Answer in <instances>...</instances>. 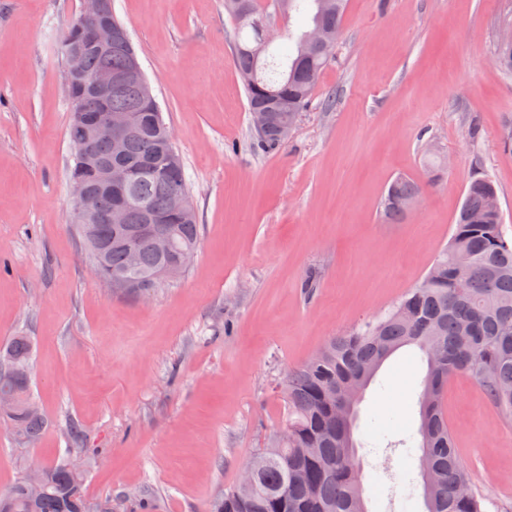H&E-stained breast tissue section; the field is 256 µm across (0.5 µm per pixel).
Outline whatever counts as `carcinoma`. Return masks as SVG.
I'll return each mask as SVG.
<instances>
[{"label": "carcinoma", "mask_w": 512, "mask_h": 512, "mask_svg": "<svg viewBox=\"0 0 512 512\" xmlns=\"http://www.w3.org/2000/svg\"><path fill=\"white\" fill-rule=\"evenodd\" d=\"M310 24L295 40L294 49L278 62L268 51L261 53L262 31L272 0H225V8L236 34L235 63L244 82L248 106L262 103L273 94L279 112L286 118L303 112L312 100L321 72L334 53L301 55L303 39L317 28L340 35L346 0H309ZM88 30L75 19L61 41L65 77L75 89L69 106L72 113L95 116L102 112H127L134 130L121 156L98 144L89 152L76 143V119H71L68 137L73 165L70 180H81L99 199V212L106 214L115 198L102 179L101 165L124 166L135 172L129 193L137 203L158 214H167L172 199L180 195L187 215L167 224L172 251L161 256L145 234L135 241L138 268L127 267V241L101 225L98 249L81 235L89 256L99 252L102 265L97 278L112 286V277L123 275L153 291L163 282L155 276L162 266L180 262L188 268L201 243L200 224L191 200L184 162L175 148L171 128L165 123L148 82L130 83L112 91L104 103L91 92L86 78L108 66L115 73L129 66V48L98 52L88 43ZM81 48L76 74L70 52ZM495 61L503 73L512 74V43L499 41ZM284 142L277 136L256 137L255 149L269 154ZM422 187L406 177L394 179L383 200L385 216L398 221L406 217L407 205L418 199ZM464 254L468 264L460 266L455 256ZM404 346H415L426 359L427 372L420 395L419 460L434 468L431 483L422 485L425 512H484L482 497L472 489L470 475L452 440L443 401L448 382L467 375L484 390L490 401L512 418V237L502 224L497 189L488 177L470 180L455 229L448 244L433 259L423 278L408 289L390 310L353 331L329 339L284 380L285 420L274 436L244 469L254 471V482L243 492L235 484L214 501L209 512H369L359 459L347 454L345 438L354 447L356 422L341 416L324 398L336 387L351 393L367 388L383 363ZM32 337L19 334L0 349V393H11L16 404L7 422L13 434L25 443L43 435L45 415L31 396ZM41 491L34 494L21 478L0 491V508L6 512H98L77 476L69 458L41 468Z\"/></svg>", "instance_id": "1"}]
</instances>
